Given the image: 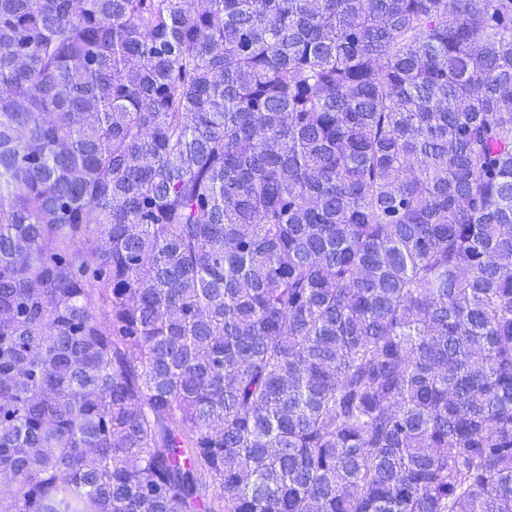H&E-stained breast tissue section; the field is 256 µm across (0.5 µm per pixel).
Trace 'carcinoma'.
Wrapping results in <instances>:
<instances>
[{
	"mask_svg": "<svg viewBox=\"0 0 512 512\" xmlns=\"http://www.w3.org/2000/svg\"><path fill=\"white\" fill-rule=\"evenodd\" d=\"M0 469L512 512V0H0Z\"/></svg>",
	"mask_w": 512,
	"mask_h": 512,
	"instance_id": "cac0c4a2",
	"label": "carcinoma"
}]
</instances>
